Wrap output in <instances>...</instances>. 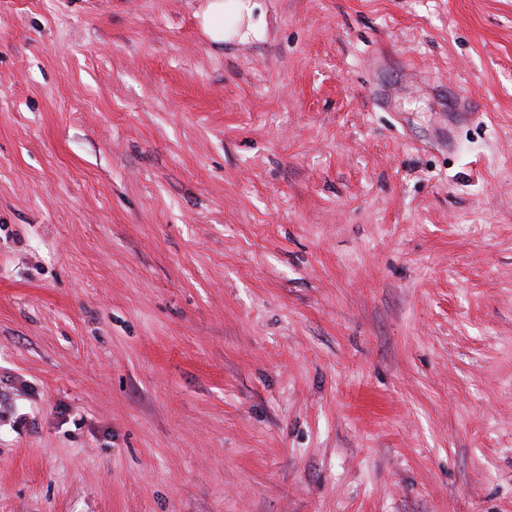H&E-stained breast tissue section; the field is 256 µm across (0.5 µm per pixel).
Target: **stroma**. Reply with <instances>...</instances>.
Wrapping results in <instances>:
<instances>
[{
  "label": "stroma",
  "instance_id": "obj_1",
  "mask_svg": "<svg viewBox=\"0 0 512 512\" xmlns=\"http://www.w3.org/2000/svg\"><path fill=\"white\" fill-rule=\"evenodd\" d=\"M207 4L0 0V512H512V0ZM209 1L201 16V26L212 43L221 45L261 35L263 14L259 0Z\"/></svg>",
  "mask_w": 512,
  "mask_h": 512
}]
</instances>
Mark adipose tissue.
<instances>
[{"instance_id": "ef3b65f1", "label": "adipose tissue", "mask_w": 512, "mask_h": 512, "mask_svg": "<svg viewBox=\"0 0 512 512\" xmlns=\"http://www.w3.org/2000/svg\"><path fill=\"white\" fill-rule=\"evenodd\" d=\"M201 26L212 43L244 41L262 32L261 6L258 0H209Z\"/></svg>"}]
</instances>
